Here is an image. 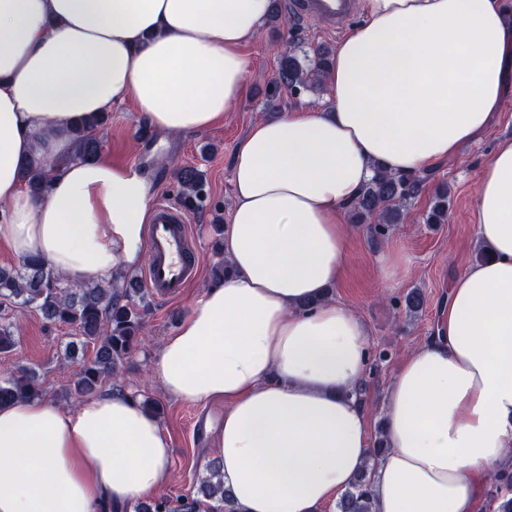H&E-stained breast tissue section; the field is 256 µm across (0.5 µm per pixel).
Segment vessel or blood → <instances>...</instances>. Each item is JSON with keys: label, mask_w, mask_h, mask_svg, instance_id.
<instances>
[{"label": "vessel or blood", "mask_w": 512, "mask_h": 512, "mask_svg": "<svg viewBox=\"0 0 512 512\" xmlns=\"http://www.w3.org/2000/svg\"><path fill=\"white\" fill-rule=\"evenodd\" d=\"M355 4L356 0H289L288 6L301 20H314L337 32L348 24ZM148 238L149 252L143 269L145 287L156 297H179L193 279L198 260L186 215L178 206L157 203Z\"/></svg>", "instance_id": "obj_1"}]
</instances>
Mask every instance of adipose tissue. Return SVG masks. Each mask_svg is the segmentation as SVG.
Returning <instances> with one entry per match:
<instances>
[{
    "label": "adipose tissue",
    "instance_id": "1",
    "mask_svg": "<svg viewBox=\"0 0 512 512\" xmlns=\"http://www.w3.org/2000/svg\"><path fill=\"white\" fill-rule=\"evenodd\" d=\"M361 9L325 71L330 110L258 120L237 144L230 272L151 362L170 397L223 404L214 443L240 512H325L366 464L353 390L368 332L324 296L347 264L346 210L375 164L410 174L448 159L502 101L506 0ZM270 11L271 0H0V240L72 282L137 265L155 182L73 159V129L124 102L165 136L223 120L245 93L242 47ZM34 155L59 164L39 195L20 178ZM475 229L485 260L454 277L435 336L389 386L372 512H479L512 468V139L479 171ZM170 464L158 419L130 393L0 407V512H121Z\"/></svg>",
    "mask_w": 512,
    "mask_h": 512
}]
</instances>
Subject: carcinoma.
<instances>
[{
  "instance_id": "carcinoma-1",
  "label": "carcinoma",
  "mask_w": 512,
  "mask_h": 512,
  "mask_svg": "<svg viewBox=\"0 0 512 512\" xmlns=\"http://www.w3.org/2000/svg\"><path fill=\"white\" fill-rule=\"evenodd\" d=\"M329 64L328 52L319 50L313 58L299 56L294 49L279 58L278 76L281 83L298 91L313 84H323ZM106 123L104 117L82 121L73 132V157L95 159L101 144L97 131ZM59 163L34 156L22 168L26 187L35 193L46 191L50 177ZM425 177L413 174H394L380 165L363 188L349 211L358 224H369L371 234L382 235L400 219L402 208L423 189ZM183 202L194 207L204 196V185L193 169L180 172ZM448 217V189L435 194L434 203L425 217L427 224H443ZM144 294L136 280L126 278L122 285L106 288L99 283L72 284L39 258H27L12 268H0V312L26 307L40 315L49 326L65 325L80 338L82 351L93 348L89 359L82 360L73 384L74 394L88 396L102 381H119L120 365L138 350L139 336L144 328L142 313ZM425 297L421 289L413 288L404 297L406 313L422 312ZM17 339L11 324L0 323V355L15 351ZM42 389L36 372L17 369L0 377V406L16 401L38 398ZM387 448L384 433L377 437L370 462L336 503L337 512H372L370 475L379 456ZM208 476L200 483L199 496L182 501L173 508L165 498L141 503L134 512H200L207 506L210 512H239L230 495L224 490L223 475L217 462L207 465ZM492 512H512V471L495 477L488 494Z\"/></svg>"
}]
</instances>
